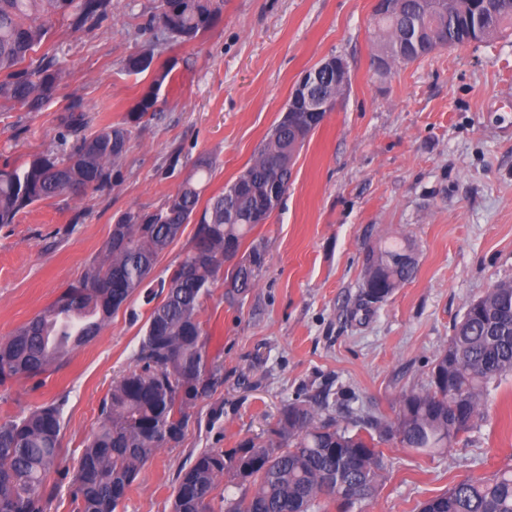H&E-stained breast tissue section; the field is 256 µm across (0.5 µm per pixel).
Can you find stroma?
<instances>
[{"label":"stroma","instance_id":"obj_1","mask_svg":"<svg viewBox=\"0 0 512 512\" xmlns=\"http://www.w3.org/2000/svg\"><path fill=\"white\" fill-rule=\"evenodd\" d=\"M157 4L112 0L90 31L55 20L45 44L61 70L52 95L38 112L0 109V165L18 164L56 147L73 102L92 126L120 121L153 80L126 70L129 55L150 48L172 69L161 114L134 129L111 188L46 200L0 224V339L84 275L119 215L159 206L198 159L213 163L205 196L222 192L306 71L338 56L350 83L297 154L281 205L240 249L265 251L255 288L232 299L221 279L203 301L223 385L193 403L181 443L147 462L119 512H172L182 465L269 436L294 400L321 402L323 417L352 432L367 417H394L403 391L427 386L466 304L512 280V30L379 74L375 0H216L213 26L187 44L157 42L147 27ZM386 238L413 244L418 272L366 306L365 253ZM150 313L132 296L62 364L0 386V422L62 402L60 453L76 469L103 398L136 366ZM379 448L384 479L354 512H418L455 482L508 467L512 376L492 385L485 420L452 448Z\"/></svg>","mask_w":512,"mask_h":512}]
</instances>
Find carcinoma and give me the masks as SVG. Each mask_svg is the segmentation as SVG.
<instances>
[{
	"instance_id": "1",
	"label": "carcinoma",
	"mask_w": 512,
	"mask_h": 512,
	"mask_svg": "<svg viewBox=\"0 0 512 512\" xmlns=\"http://www.w3.org/2000/svg\"><path fill=\"white\" fill-rule=\"evenodd\" d=\"M436 15L421 13L420 0H398L393 17L373 16L382 31L381 52L392 63L429 54L428 37L410 55L396 50L406 22L432 28L455 47L497 34L512 25V0H439ZM112 10V0H0V106L39 112L61 71L46 55L53 19L92 30ZM218 8L212 0H159L148 25L163 41L188 43L208 30ZM170 69L155 71L152 89L116 124L100 126L67 154L44 151L19 165L0 168V224L14 223L27 207L65 195L97 191L112 183L133 129L155 118L157 90ZM274 126L254 162L223 192L199 206L212 163L200 159L177 191L153 210L130 208L112 225L103 257L78 282L10 336L0 340V384L29 378L60 364L93 340L133 295L155 303L137 352L139 367L112 385L101 407L102 421L81 454L74 479V512H117L142 468L157 450L177 445L188 409L224 383L221 366L208 358V334L200 321L202 299L224 267V251H239L254 229V213L272 214L287 193L294 158L303 141L294 122ZM74 102L62 122L61 142L87 126ZM196 224L194 243L158 288H148L160 255L183 225ZM414 249L388 242L367 250L360 296L369 304L387 300L417 272ZM264 253L252 247L231 274L230 287L245 294L255 287ZM512 375V280L499 281L466 306L448 344L434 359L427 387L402 393L393 421L371 417L355 434L321 418L322 407L306 401L282 409L267 440H244L229 450L197 454L177 474L172 512H214L217 482L224 475L248 483L238 495L221 497L224 512H353L375 494L385 468L379 440L392 436L403 448L435 453L453 447L480 425L490 384ZM63 403L39 406L0 422V512H45L57 485ZM419 512H512V467L463 480L426 501Z\"/></svg>"
}]
</instances>
